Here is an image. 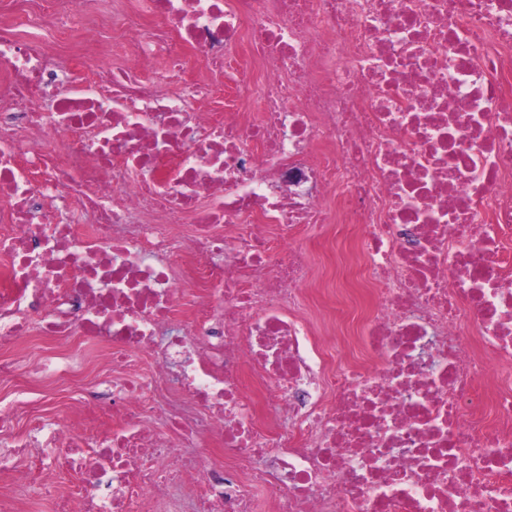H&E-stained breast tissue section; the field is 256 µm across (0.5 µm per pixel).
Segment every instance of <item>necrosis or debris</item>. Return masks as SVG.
Segmentation results:
<instances>
[{
  "instance_id": "necrosis-or-debris-1",
  "label": "necrosis or debris",
  "mask_w": 512,
  "mask_h": 512,
  "mask_svg": "<svg viewBox=\"0 0 512 512\" xmlns=\"http://www.w3.org/2000/svg\"><path fill=\"white\" fill-rule=\"evenodd\" d=\"M98 2L0 0V348L77 346L28 369L75 418L0 476L512 512V0Z\"/></svg>"
}]
</instances>
